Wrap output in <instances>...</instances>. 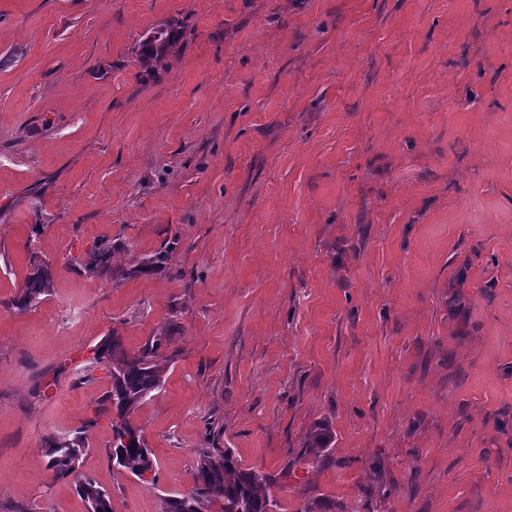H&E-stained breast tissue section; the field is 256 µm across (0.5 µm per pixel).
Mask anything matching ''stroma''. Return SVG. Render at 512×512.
<instances>
[{
  "instance_id": "obj_1",
  "label": "stroma",
  "mask_w": 512,
  "mask_h": 512,
  "mask_svg": "<svg viewBox=\"0 0 512 512\" xmlns=\"http://www.w3.org/2000/svg\"><path fill=\"white\" fill-rule=\"evenodd\" d=\"M107 338L166 361L148 481ZM76 432L112 512L200 448L274 512H512V0H0V512H86L43 450ZM178 37L179 33L177 31L167 27L156 32L152 38L145 39L137 49L140 62L144 65L159 62ZM111 246L109 244L101 245L94 251L93 256L88 261H81L80 266L90 277H102L111 274V268L108 265ZM33 261L30 264L31 272L26 276L18 296L13 301V306L20 311L39 303L41 296L47 295L51 287L52 272L49 263L43 261L34 265ZM332 440V434L327 425L319 423L314 425L304 436L303 448H308L316 454L328 448Z\"/></svg>"
}]
</instances>
